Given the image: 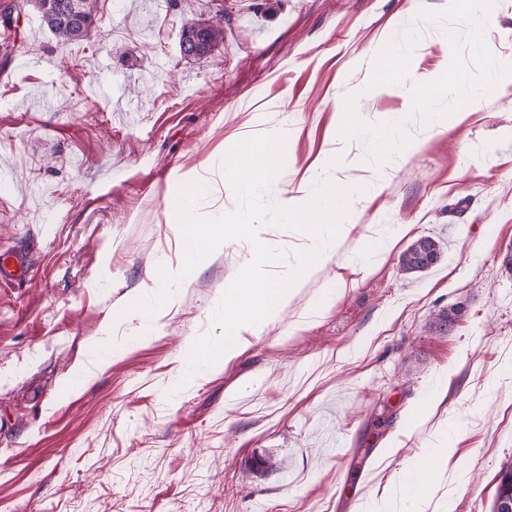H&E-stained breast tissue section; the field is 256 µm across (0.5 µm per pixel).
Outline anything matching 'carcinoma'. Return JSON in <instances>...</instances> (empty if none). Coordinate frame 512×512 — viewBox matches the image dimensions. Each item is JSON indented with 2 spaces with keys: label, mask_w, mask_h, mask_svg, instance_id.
<instances>
[{
  "label": "carcinoma",
  "mask_w": 512,
  "mask_h": 512,
  "mask_svg": "<svg viewBox=\"0 0 512 512\" xmlns=\"http://www.w3.org/2000/svg\"><path fill=\"white\" fill-rule=\"evenodd\" d=\"M35 9L43 23L61 45L81 41L95 26L96 5L93 0H25ZM224 43V28L211 24L193 23L186 26L180 39V52L185 57L200 60ZM441 257L436 242L422 237L412 242L400 255V263L408 272L423 271Z\"/></svg>",
  "instance_id": "obj_1"
}]
</instances>
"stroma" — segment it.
Wrapping results in <instances>:
<instances>
[{
  "mask_svg": "<svg viewBox=\"0 0 512 512\" xmlns=\"http://www.w3.org/2000/svg\"><path fill=\"white\" fill-rule=\"evenodd\" d=\"M10 2L0 248L29 267L0 285V512H410L398 475L447 441L425 512H492L512 466V84L444 133L412 114L408 85L366 87L407 29L417 74L444 72L450 43L416 14L448 0H98L90 38L65 47ZM196 22L225 31L198 61L179 50ZM484 38L512 63V0H495ZM351 93L364 121H404L414 149L368 162V136L339 134ZM278 132L267 200L302 196L312 175L362 186L351 230L239 356L182 384L195 338L221 333L215 308L251 245L213 252L156 329L112 312L155 291L156 264L182 265L165 214L173 168L222 186L199 214L232 211L225 152ZM425 236L440 262L404 271ZM441 310L443 334L430 328Z\"/></svg>",
  "mask_w": 512,
  "mask_h": 512,
  "instance_id": "obj_1",
  "label": "stroma"
}]
</instances>
